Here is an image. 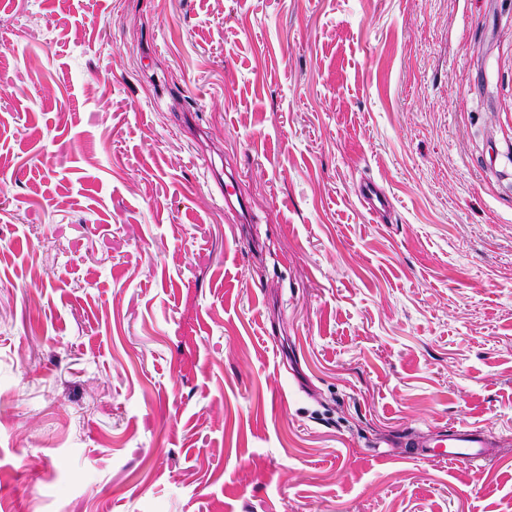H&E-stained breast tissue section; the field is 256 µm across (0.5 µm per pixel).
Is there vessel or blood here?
<instances>
[{"label":"vessel or blood","mask_w":512,"mask_h":512,"mask_svg":"<svg viewBox=\"0 0 512 512\" xmlns=\"http://www.w3.org/2000/svg\"><path fill=\"white\" fill-rule=\"evenodd\" d=\"M357 197L369 215H382L389 208V194L376 181H361ZM405 446L415 459L479 467L496 456L500 443L485 428L459 422L449 425L447 432L427 440L407 439Z\"/></svg>","instance_id":"vessel-or-blood-1"}]
</instances>
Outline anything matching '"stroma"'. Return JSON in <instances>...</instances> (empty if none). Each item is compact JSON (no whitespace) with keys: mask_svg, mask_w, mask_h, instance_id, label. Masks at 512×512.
<instances>
[{"mask_svg":"<svg viewBox=\"0 0 512 512\" xmlns=\"http://www.w3.org/2000/svg\"><path fill=\"white\" fill-rule=\"evenodd\" d=\"M0 512H512V0H0ZM356 194L361 206L371 217L379 216L387 212L390 201L389 194L386 189L376 181L371 179L361 181ZM405 447L414 459L480 467L496 456L500 442L484 427L459 422L449 425L448 432L435 438L423 441L408 438Z\"/></svg>","mask_w":512,"mask_h":512,"instance_id":"obj_1","label":"stroma"}]
</instances>
